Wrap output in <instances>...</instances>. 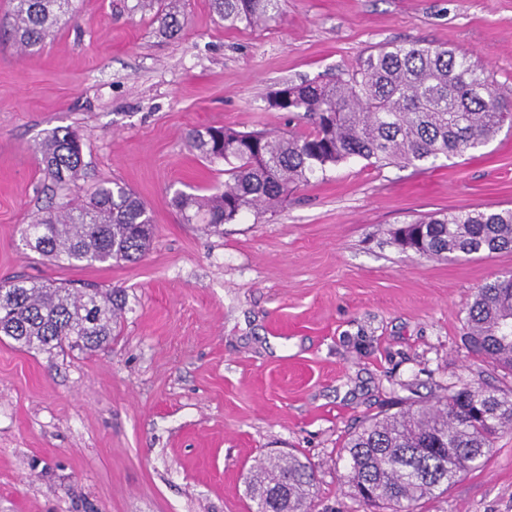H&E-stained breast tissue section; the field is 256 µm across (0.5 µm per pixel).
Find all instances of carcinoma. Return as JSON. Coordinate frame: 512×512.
<instances>
[{
    "label": "carcinoma",
    "instance_id": "obj_1",
    "mask_svg": "<svg viewBox=\"0 0 512 512\" xmlns=\"http://www.w3.org/2000/svg\"><path fill=\"white\" fill-rule=\"evenodd\" d=\"M229 26L275 18L282 0H211ZM12 30L30 49L50 36L73 0H11ZM168 36L183 28L182 0H136ZM268 105L305 121V131L193 129L200 157L227 165L224 184L208 195L177 192L172 205L186 224L216 232L242 214H273L288 194L317 174L353 159L419 168L489 144L512 105L465 51L390 43L364 57L348 77L303 81L275 90ZM58 189L69 192L85 166L73 131L55 129L38 148ZM153 234L147 204L129 187L102 183L78 202L48 208L23 229L26 245L71 267L137 263ZM390 243L419 257L458 259L512 252V209H461L406 222ZM125 307L123 290L73 289L36 280L0 281V336L27 350H100L112 342ZM466 342L512 372V273L477 288L467 309ZM512 429V397L464 383L432 404L409 405L363 422L347 438L348 494L367 512H417L421 500L446 493L481 466L497 436ZM256 512H312L316 476L296 453L269 456L245 476Z\"/></svg>",
    "mask_w": 512,
    "mask_h": 512
}]
</instances>
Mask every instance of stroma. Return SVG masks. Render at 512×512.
Listing matches in <instances>:
<instances>
[{"mask_svg": "<svg viewBox=\"0 0 512 512\" xmlns=\"http://www.w3.org/2000/svg\"><path fill=\"white\" fill-rule=\"evenodd\" d=\"M135 2L76 0L75 18L24 50L0 0V280L128 299L97 352L0 341V512H252L248 470L287 452L315 469L313 512H365L339 458L362 421L454 383L512 394V374L464 336L474 291L512 272V252L446 260L389 241L428 213L512 208V128L419 170L342 163L219 233L171 204L225 180L187 134L295 126L269 107L273 91L351 71L389 43L468 50L511 99L512 0H284L255 28L185 0L171 38ZM57 128L83 143L82 190L116 181L147 203L140 262L73 268L25 245L26 224L66 200L36 154ZM418 512H512V432Z\"/></svg>", "mask_w": 512, "mask_h": 512, "instance_id": "35a3bbf8", "label": "stroma"}]
</instances>
